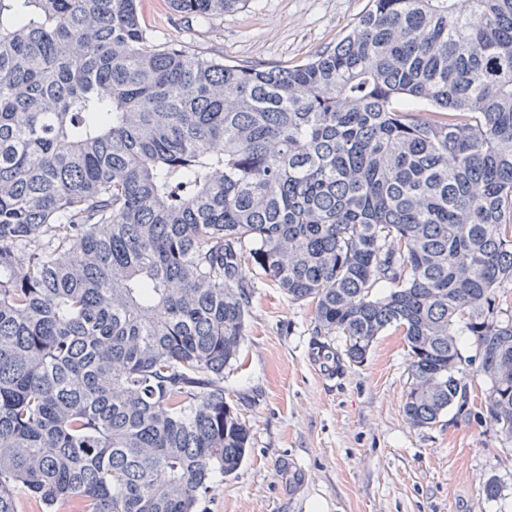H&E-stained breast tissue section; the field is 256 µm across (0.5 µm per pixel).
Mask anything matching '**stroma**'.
Wrapping results in <instances>:
<instances>
[{
	"instance_id": "1",
	"label": "stroma",
	"mask_w": 512,
	"mask_h": 512,
	"mask_svg": "<svg viewBox=\"0 0 512 512\" xmlns=\"http://www.w3.org/2000/svg\"><path fill=\"white\" fill-rule=\"evenodd\" d=\"M369 0H240L206 22L142 0L156 44L209 57L293 65L339 41ZM310 305L256 274L253 313L224 386L251 428L235 476L215 475L198 512H512V444L493 427L445 413L416 428L402 401L410 383L400 332L377 337L363 364L326 375L312 355ZM505 489L489 499L482 485Z\"/></svg>"
}]
</instances>
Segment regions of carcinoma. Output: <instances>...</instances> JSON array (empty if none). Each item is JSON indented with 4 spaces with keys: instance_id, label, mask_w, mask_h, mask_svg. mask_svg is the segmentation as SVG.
<instances>
[{
    "instance_id": "cac0c4a2",
    "label": "carcinoma",
    "mask_w": 512,
    "mask_h": 512,
    "mask_svg": "<svg viewBox=\"0 0 512 512\" xmlns=\"http://www.w3.org/2000/svg\"><path fill=\"white\" fill-rule=\"evenodd\" d=\"M140 4L0 0V512H197L249 452L256 271L337 370L401 330L411 425L512 443V0H372L292 66L156 45Z\"/></svg>"
}]
</instances>
